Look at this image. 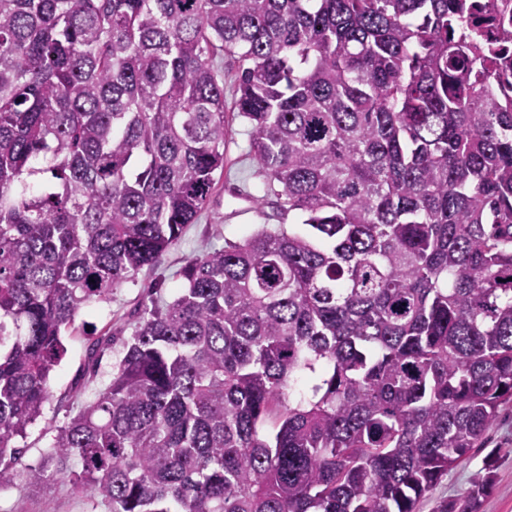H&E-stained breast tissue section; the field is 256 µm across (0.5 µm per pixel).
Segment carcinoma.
Wrapping results in <instances>:
<instances>
[{
    "label": "carcinoma",
    "mask_w": 512,
    "mask_h": 512,
    "mask_svg": "<svg viewBox=\"0 0 512 512\" xmlns=\"http://www.w3.org/2000/svg\"><path fill=\"white\" fill-rule=\"evenodd\" d=\"M494 0H0V487L111 512H417L512 400V75ZM307 232L191 258L15 469L63 335L224 170V81ZM481 479L438 512H481Z\"/></svg>",
    "instance_id": "obj_1"
}]
</instances>
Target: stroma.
<instances>
[{
    "label": "stroma",
    "mask_w": 512,
    "mask_h": 512,
    "mask_svg": "<svg viewBox=\"0 0 512 512\" xmlns=\"http://www.w3.org/2000/svg\"><path fill=\"white\" fill-rule=\"evenodd\" d=\"M226 113L224 171L216 178L207 207L157 265L141 271L136 282L115 290L111 301L80 310L74 330L64 336L67 353L51 376V397L44 414L27 430L23 463L38 461L49 445V428L69 421L96 390L110 383L141 301L150 293L168 301L176 297L182 286L178 272L187 260L263 228L282 226L300 231L297 216L280 214L275 198L262 205L255 203V196L262 193V175L250 151L248 125L234 108H227ZM95 341L100 344V353L92 360L88 348ZM485 476L491 477L492 484L482 512H512V402L501 406L479 448L448 472L421 500L417 512H435L440 501L467 490ZM0 512H109V507L89 494L73 491L63 478L49 481L34 494L18 479L0 487Z\"/></svg>",
    "instance_id": "1"
}]
</instances>
